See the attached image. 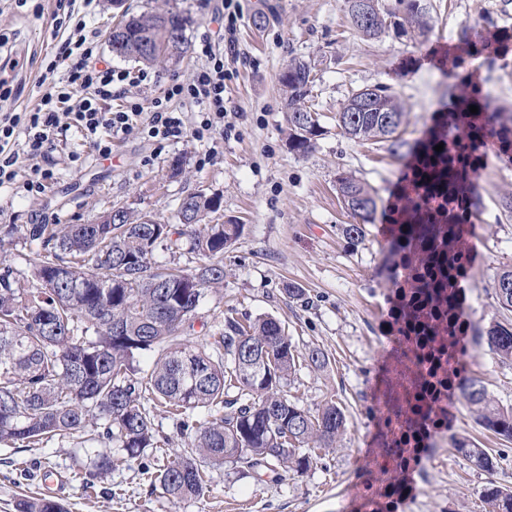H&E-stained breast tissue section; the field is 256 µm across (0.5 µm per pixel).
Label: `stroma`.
<instances>
[{
    "instance_id": "35a3bbf8",
    "label": "stroma",
    "mask_w": 512,
    "mask_h": 512,
    "mask_svg": "<svg viewBox=\"0 0 512 512\" xmlns=\"http://www.w3.org/2000/svg\"><path fill=\"white\" fill-rule=\"evenodd\" d=\"M431 28L426 36L397 28L380 38L356 33L345 0H247L236 33L238 78L227 95L238 112V137L214 144L191 138L158 147L132 131L115 137L112 154L100 158L75 132L50 155L54 178L41 195L22 184L0 190V228L8 224H93L114 206L149 215L161 224H178L186 195L203 191L222 198L212 223L239 224L243 232L224 254L227 275L219 294L209 296L189 337L193 346L221 311L238 317L271 316L281 321L298 350L320 347L325 368L301 367L284 386L290 399L313 410L335 401L346 416V430L334 448L302 474L256 479L235 465H205L208 491L199 500L172 502L151 491L143 470L153 452L128 458L113 449L112 471L85 491L88 465L73 438L60 436L22 451L0 446V512H19L31 495L58 500L67 512H348L351 497L365 490L361 458L375 434L370 388L389 368L386 323L390 298L401 285L391 274V225L384 211L395 203L413 163L398 157L384 141H354L340 133L336 114L352 92L376 84L391 88L406 108L404 139L426 135L435 116L453 108L464 82L487 95L490 111L512 119V0H426ZM132 11L174 10L187 17L188 52L180 60L142 66L114 56L108 35L118 20L111 0H75V17L97 27L101 63L149 79L136 92L144 102L162 97L176 82L188 81L200 65L199 50L217 38L221 0H126ZM57 0H0V64L9 53L25 52V70L15 80L16 97L0 110L18 112L37 100L39 84L62 38L56 33ZM477 25L501 41L499 52L480 50L466 63L447 66L442 43L455 42L463 28ZM311 63L312 102L322 131L312 151L300 155L288 146V114L279 75L289 59ZM78 162H71V154ZM471 175L477 207L465 247L472 264L461 282L462 319L472 325L511 323L494 293V279L512 265V162L496 143H486ZM349 172L377 194L378 212L362 241L343 228L350 218L336 192V176ZM302 297L293 298L289 289ZM465 374L481 378L489 398L512 405V361L486 345L461 340ZM467 439L486 448L492 473L476 469L453 442ZM398 512H489L488 484L512 489V440L478 422L471 409L450 397L448 429L436 437Z\"/></svg>"
}]
</instances>
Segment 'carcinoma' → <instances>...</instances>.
Returning a JSON list of instances; mask_svg holds the SVG:
<instances>
[{"label": "carcinoma", "instance_id": "obj_1", "mask_svg": "<svg viewBox=\"0 0 512 512\" xmlns=\"http://www.w3.org/2000/svg\"><path fill=\"white\" fill-rule=\"evenodd\" d=\"M403 7L399 30L425 34L429 10L421 0H398ZM381 19L366 37L385 33L382 20L396 12L378 5ZM186 18L167 11H144L123 19L112 31V54L153 64L160 57L146 52L143 41L165 43L169 56L185 52ZM288 109V144L305 154L321 133L318 113L308 105L313 68L292 59L280 74ZM478 107L473 114L469 106ZM405 108L390 88L376 84L369 111L346 104L336 125L355 140H385L393 155L409 152L417 167L411 191L395 210L394 248L407 269L411 287L424 296L427 308H414L412 321H435L434 336H453L449 324L457 315V282L461 275L473 155L488 136L508 144L512 129L499 115L472 97L459 112H443L440 127L409 142L397 134ZM459 129L448 145L444 129ZM443 144L437 152L434 147ZM338 194L348 199L355 220L344 232L354 242L374 223L377 200L369 186L348 173L336 178ZM189 223L143 224L125 207L118 224H25L4 235L37 243L26 254L35 284L25 288L20 273L0 268V445L32 447L55 436L72 435L80 444L115 446L135 458L155 450V469L145 468L151 489L161 488L174 500L201 499L207 491L202 462H230L244 475L259 469L302 473L318 450L330 448L346 425L343 411L328 402L317 412L299 406L284 393V383L306 364L321 369L327 354L313 347L300 352L281 322L273 317L253 321L232 315L200 347L189 344L188 332L203 302L224 287V252L241 236L240 224H208L221 201L204 193L188 194ZM198 256L191 270L160 269L152 256L158 245ZM500 306L512 310V267L494 284ZM474 342L486 343L501 359L512 361V326L499 322L471 329ZM270 365L251 367L264 351ZM152 352L151 368L135 366ZM460 397L487 425L512 439V406L492 403L482 381L469 378ZM162 406L176 421L184 439L170 455L159 445L154 410ZM456 450L477 469L490 470L485 449L459 442ZM112 471V454L90 459L83 484ZM491 512H512V491L487 488ZM21 512H65L48 497L20 503Z\"/></svg>", "mask_w": 512, "mask_h": 512}]
</instances>
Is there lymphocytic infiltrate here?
<instances>
[{"label":"lymphocytic infiltrate","mask_w":512,"mask_h":512,"mask_svg":"<svg viewBox=\"0 0 512 512\" xmlns=\"http://www.w3.org/2000/svg\"><path fill=\"white\" fill-rule=\"evenodd\" d=\"M244 17L241 0H224V43L204 41L203 62L191 80L172 84L151 106H143L134 87L147 81L148 72L131 73L112 66L98 67L95 50L99 34L76 21L60 45L47 72L65 66L66 72L42 94L36 104L20 112L0 114V189L11 187L20 158L32 160L26 183L30 193L42 192L54 176L41 160L68 131L79 133L101 157L112 153L114 137L140 130L158 146L190 137L197 141L231 138L236 133L237 114L225 96L237 72L235 35ZM187 101L198 109L197 122L186 128L171 101Z\"/></svg>","instance_id":"f902f5d3"}]
</instances>
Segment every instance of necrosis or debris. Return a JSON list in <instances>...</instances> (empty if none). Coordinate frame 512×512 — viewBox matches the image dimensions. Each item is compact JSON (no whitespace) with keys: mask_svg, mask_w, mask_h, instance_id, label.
<instances>
[{"mask_svg":"<svg viewBox=\"0 0 512 512\" xmlns=\"http://www.w3.org/2000/svg\"><path fill=\"white\" fill-rule=\"evenodd\" d=\"M413 291L401 289L399 310L391 324L400 350V369L389 393L374 400L377 448L366 463L367 483L363 512H391L406 496L417 459L429 441L448 423V392L457 380L455 353L444 336L426 335L408 324L405 310Z\"/></svg>","mask_w":512,"mask_h":512,"instance_id":"necrosis-or-debris-1","label":"necrosis or debris"}]
</instances>
